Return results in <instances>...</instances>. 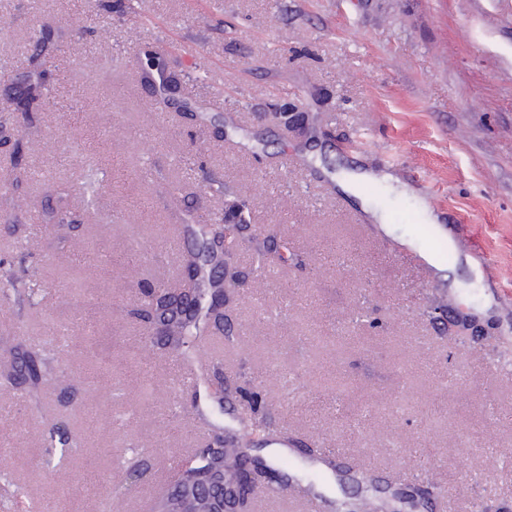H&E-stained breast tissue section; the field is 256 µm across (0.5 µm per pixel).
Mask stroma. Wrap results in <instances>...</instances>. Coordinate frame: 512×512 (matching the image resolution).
Instances as JSON below:
<instances>
[{
  "label": "stroma",
  "mask_w": 512,
  "mask_h": 512,
  "mask_svg": "<svg viewBox=\"0 0 512 512\" xmlns=\"http://www.w3.org/2000/svg\"><path fill=\"white\" fill-rule=\"evenodd\" d=\"M41 23L53 78L32 124L0 79V349L55 340L54 374L40 399L0 393V489L38 512H150L221 429L264 457L283 447L275 466L296 480L249 512H300L302 485L360 503L375 494L362 474L423 481L415 512H512V0H0V67L26 62ZM150 53L192 113L140 82ZM358 169L417 188L475 251L365 186L384 233L336 187ZM62 196L72 220L45 230L34 216ZM234 198L251 224L207 384L239 392L177 430L194 386L135 309L141 290L184 280L198 226L224 223ZM270 240L288 260L265 270ZM52 429L68 454L47 452ZM133 455L147 476L124 491Z\"/></svg>",
  "instance_id": "35a3bbf8"
}]
</instances>
